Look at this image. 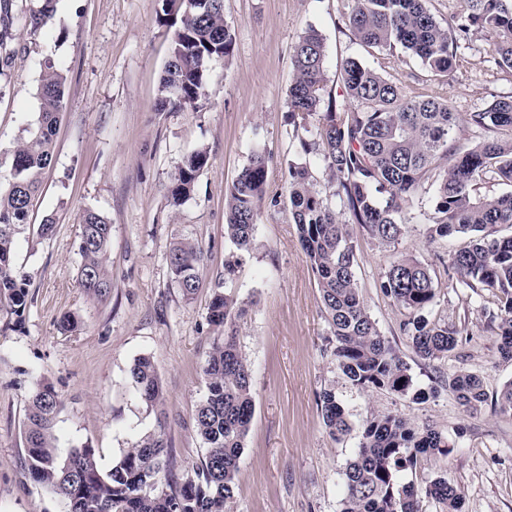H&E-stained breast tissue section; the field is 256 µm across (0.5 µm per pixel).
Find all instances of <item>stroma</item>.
Here are the masks:
<instances>
[{
  "mask_svg": "<svg viewBox=\"0 0 512 512\" xmlns=\"http://www.w3.org/2000/svg\"><path fill=\"white\" fill-rule=\"evenodd\" d=\"M52 4L47 26L31 17ZM353 0H224L232 54L211 64L208 96L197 108L155 111L172 28L157 21L159 0H8L10 57L0 76V176L10 170V150L34 127L37 85L45 63L67 76L64 108L54 136V163L42 176L28 224L17 239L15 260L30 278L31 301L22 321L0 315V512H66L61 498L33 481L26 468L24 424L28 396L50 382L62 400L56 452L94 448L109 469L136 440L154 430L155 411L140 400L129 376L135 358L152 356L161 378L167 422L169 472L194 478L205 445L194 426L206 391L203 364L220 331L208 322L215 294L245 303L236 318L239 346L252 368L255 413L227 512H340L344 473L359 445L361 426L375 410L428 425L446 437L448 456L425 457L402 482L417 487L436 477L455 485L464 512H512V414L492 405L462 406L445 386L461 371L478 374L488 393L512 382V361L499 352L492 291L465 288L447 273L450 253L470 237L428 241L435 187L412 205L414 222L394 244L349 227L357 246L355 279L364 304L417 384L437 386L423 404L378 389L352 387L336 364V340L322 310L315 276L288 218L289 162L310 163L300 143L313 125L288 121L291 55L308 28L326 46V92L340 95L339 63L348 57L391 72L413 95L443 89L457 112L486 108L512 95V72L491 53L492 37L461 42L462 65L434 81L417 58L383 55L362 46L345 26ZM206 149L207 167L180 207L170 204L173 175L184 157ZM271 158L268 203L258 216L250 252H238L224 223V194L255 150ZM112 226L110 295H86L79 282L80 222L85 210ZM53 217L55 232L37 228ZM197 241L204 251L199 287L185 298L167 255L173 244ZM413 256L429 265L437 284L433 315L459 330L457 348L424 361L400 330L402 311L378 284L391 262ZM234 263L232 283L224 267ZM81 324L63 333L64 314ZM331 389L345 408L349 434L329 435L319 395Z\"/></svg>",
  "mask_w": 512,
  "mask_h": 512,
  "instance_id": "obj_1",
  "label": "stroma"
}]
</instances>
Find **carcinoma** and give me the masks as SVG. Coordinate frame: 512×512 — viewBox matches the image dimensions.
<instances>
[{
	"label": "carcinoma",
	"instance_id": "obj_1",
	"mask_svg": "<svg viewBox=\"0 0 512 512\" xmlns=\"http://www.w3.org/2000/svg\"><path fill=\"white\" fill-rule=\"evenodd\" d=\"M157 21L174 28L170 55L160 82L156 109L192 107L206 95L208 66L231 55L233 35L224 21V0H160ZM460 13L440 23L427 0H355L345 24L362 45L390 58L401 52L420 59L433 74L451 73L459 61L458 43L475 30L493 36L492 54L512 70V0H462ZM326 46L321 34L308 29L294 46L293 82L288 107L294 125L316 121L312 141L301 150L323 166L326 187L320 188L305 164L288 165V215L295 224L303 253L316 276L323 311L336 338L337 366L348 383L375 388L425 402L436 388L416 385L410 367L380 333L359 294L355 279L356 245L347 226L360 225L382 243L396 241L411 223L408 208L423 186H437L435 220L429 238L469 233V248L449 258L448 269L468 288L501 293L497 323L499 353L512 359V235L494 237L489 229L512 225V193L480 196L483 175L512 185V97L492 101L471 112L466 123L485 133L464 152L455 146L460 113L440 92L410 95L395 79L347 58L339 64L342 99L324 100ZM66 76L53 64L44 69L38 87L40 115L35 128L18 141L11 154L10 174L0 181V311L22 318L29 301L28 275L15 262L16 235L28 224L29 207L45 169L53 164V136L63 107ZM208 152L197 149L177 168L171 205L177 207L194 190L207 167ZM268 161L255 152L225 194V224L239 251L251 247L255 224L267 194ZM112 225L95 211L80 224V285L101 299L112 290L107 255ZM201 246L181 240L170 250L168 265L186 297L199 283ZM379 288L407 311L401 330L423 360L440 359L458 345L459 331L431 320L436 297L434 278L421 261L403 256L393 262ZM237 300L213 297L211 325L224 329L214 340L203 373L207 391L196 408L195 426L205 455L196 479L181 485L162 477L167 471L165 426L142 436L112 467H99L95 450L77 448L60 458L54 446L60 397L40 383L28 400L24 439L26 463L33 477L63 499L67 512H226L234 497L239 461L254 411L251 370L233 331ZM142 401L162 414L164 390L148 356L129 370ZM461 405L476 410L490 402L512 413V382L488 395L482 379L461 372L448 381ZM322 419L332 436L351 431L336 393L319 396ZM451 446L438 431L374 411L361 426L360 444L345 470L340 512H422V499H433L441 512H463L460 491L442 477L424 493L400 474L416 468L418 459L448 455Z\"/></svg>",
	"mask_w": 512,
	"mask_h": 512
}]
</instances>
